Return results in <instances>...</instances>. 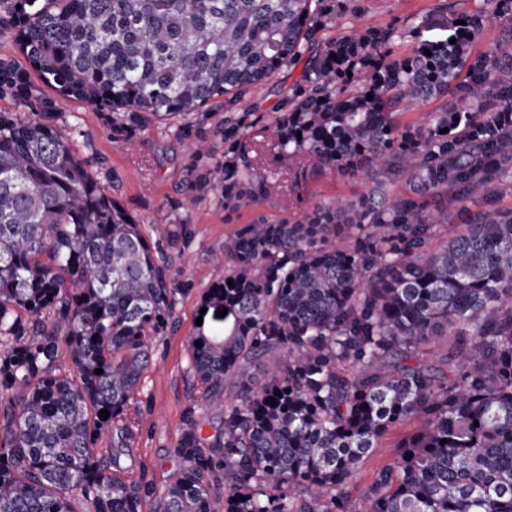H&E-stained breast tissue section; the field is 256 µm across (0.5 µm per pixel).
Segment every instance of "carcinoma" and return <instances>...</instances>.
<instances>
[{
  "mask_svg": "<svg viewBox=\"0 0 512 512\" xmlns=\"http://www.w3.org/2000/svg\"><path fill=\"white\" fill-rule=\"evenodd\" d=\"M341 2L0 0V37L28 63L0 57V98L27 114L0 112V512H141L153 496L157 512H213L220 485L224 512H348L360 463L409 420L364 512H512V208L497 206L512 195V0L453 12L425 41L395 23L328 39ZM301 62L266 127L294 185L377 164L408 190L261 217L224 240L188 344L205 393L182 412L179 468L158 492L116 467L149 337L175 330L190 283L168 279L160 247L102 193L31 73L103 112L117 142L151 116L180 121L195 151L177 206L217 192L233 212L273 188L237 105ZM429 101L425 125L400 123L403 104ZM216 102L227 116L211 132ZM438 335L451 379L410 363ZM263 359L257 386L247 368ZM231 377L235 399L214 400Z\"/></svg>",
  "mask_w": 512,
  "mask_h": 512,
  "instance_id": "cac0c4a2",
  "label": "carcinoma"
}]
</instances>
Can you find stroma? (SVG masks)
<instances>
[{"instance_id": "1", "label": "stroma", "mask_w": 512, "mask_h": 512, "mask_svg": "<svg viewBox=\"0 0 512 512\" xmlns=\"http://www.w3.org/2000/svg\"><path fill=\"white\" fill-rule=\"evenodd\" d=\"M360 18L344 15L340 28L353 22L367 26H385L394 19L421 23L420 37L434 40L444 34L445 16L437 12L436 0H365ZM299 70H284L276 78L256 88L241 101L240 111L249 115L247 137L261 135L276 116V105L283 87L298 80ZM58 125L72 152L89 160V171L101 189L125 207L138 221L147 240H154L156 225H166L171 236L162 248L169 262L172 282L188 281L189 294L178 296L175 315L178 329L166 336L152 337L155 368L148 370L140 394L128 412L134 438L120 459V467L129 479L146 477L156 489H164L173 478L178 462L173 455L180 435L185 406L202 397L203 388L189 373L187 342L196 330L198 307L204 293L224 274L223 265L214 257L224 249V238L236 226L259 217L279 219L300 215L316 204L336 195L358 196L370 191L381 178L380 167H372L369 178L341 176L330 172L307 174L300 190H293L287 169L271 153H264L257 171L274 181L275 189L266 199L248 202L234 212L224 211L216 195L199 200L195 209L177 206L187 178L190 148L174 122L156 120L126 146L112 139V132L101 113L81 100L56 96ZM189 223L193 236L184 239L182 223ZM407 422L388 431L363 460L352 481L350 509L362 512L363 493L377 468L398 459L397 445L415 430Z\"/></svg>"}]
</instances>
